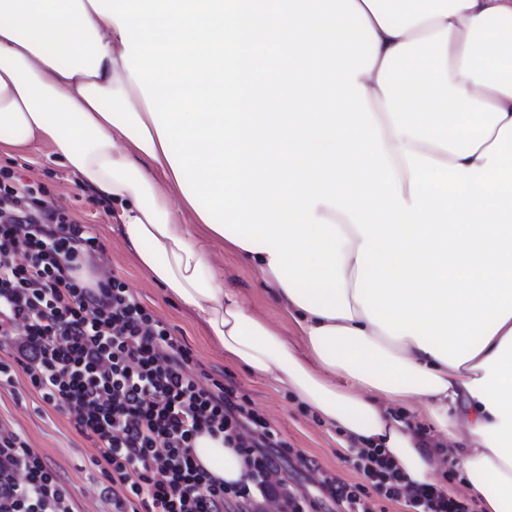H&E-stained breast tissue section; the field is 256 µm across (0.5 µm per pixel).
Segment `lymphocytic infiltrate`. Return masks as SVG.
Instances as JSON below:
<instances>
[{"mask_svg": "<svg viewBox=\"0 0 512 512\" xmlns=\"http://www.w3.org/2000/svg\"><path fill=\"white\" fill-rule=\"evenodd\" d=\"M44 186L0 167V376L22 371L43 402L66 408L96 450L99 495L112 512H379L408 498L414 512H474L441 485L405 491L381 448L352 454L361 474L327 472L315 499L279 478L294 448L232 377L200 368L191 349L119 276L84 271L104 251L90 225L49 202ZM223 437L248 467L227 485L198 462L195 439ZM0 512H74L65 485L18 433L0 429Z\"/></svg>", "mask_w": 512, "mask_h": 512, "instance_id": "1", "label": "lymphocytic infiltrate"}]
</instances>
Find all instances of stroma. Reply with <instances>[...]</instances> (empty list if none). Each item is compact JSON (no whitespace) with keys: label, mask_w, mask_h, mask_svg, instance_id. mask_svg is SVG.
<instances>
[{"label":"stroma","mask_w":512,"mask_h":512,"mask_svg":"<svg viewBox=\"0 0 512 512\" xmlns=\"http://www.w3.org/2000/svg\"><path fill=\"white\" fill-rule=\"evenodd\" d=\"M47 153L43 146L22 148L10 156L0 155V167L11 168L27 180L44 185L56 204L94 225L106 247L98 264L100 277L120 275L147 308L174 328L176 336L191 348L206 370L232 375L255 408L302 455L317 459L323 468L346 480L358 481L348 453L340 449L334 434L292 396L275 391L211 342L192 313L170 299L164 289L138 268L112 219L111 204L76 185L70 168L48 158ZM213 250L219 257L218 271L226 283L240 291L253 311L280 327L285 335H292V324L272 302L256 270L223 244H214ZM0 428L22 434L60 476L72 498L74 512H110L111 503L98 494L102 476L94 463L95 449L70 429L66 410L43 403L23 374H16L12 382L0 383Z\"/></svg>","instance_id":"stroma-1"}]
</instances>
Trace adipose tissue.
I'll list each match as a JSON object with an SVG mask.
<instances>
[{
  "mask_svg": "<svg viewBox=\"0 0 512 512\" xmlns=\"http://www.w3.org/2000/svg\"><path fill=\"white\" fill-rule=\"evenodd\" d=\"M34 143L342 448L412 486L451 460L512 512V0H0V151ZM194 452L244 481L223 438ZM213 251L219 256L217 269L225 282L240 291L253 311L280 327L290 341L301 344L300 336H292L295 335L292 324L272 302L256 270L241 256L224 249L223 243H214Z\"/></svg>",
  "mask_w": 512,
  "mask_h": 512,
  "instance_id": "adipose-tissue-1",
  "label": "adipose tissue"
}]
</instances>
